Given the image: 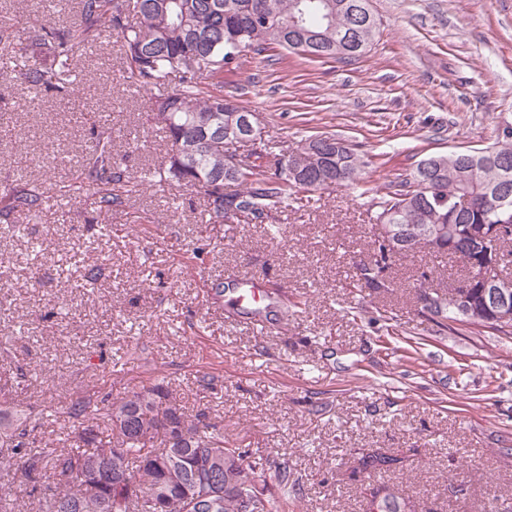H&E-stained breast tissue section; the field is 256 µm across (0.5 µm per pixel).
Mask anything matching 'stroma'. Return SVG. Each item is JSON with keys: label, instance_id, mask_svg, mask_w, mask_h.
<instances>
[{"label": "stroma", "instance_id": "stroma-1", "mask_svg": "<svg viewBox=\"0 0 512 512\" xmlns=\"http://www.w3.org/2000/svg\"><path fill=\"white\" fill-rule=\"evenodd\" d=\"M370 5L381 36L353 64L273 49L224 74L225 95L282 146L335 134L370 161L369 196L316 193L266 222L208 223L204 194L150 181L168 145L148 91L125 78L119 37L75 52L76 103L0 77V190L50 195L41 212H0V408L48 425L38 444H55L72 403L157 384L250 455L287 460L300 482L293 512H365L381 481L419 512L512 510V338L436 326L419 284L447 288L461 269L428 255L394 258L387 288L359 292L347 278L372 236L367 197L427 156L484 147L512 126V0ZM74 16L70 4L0 0V29L46 66L42 28ZM96 125L139 182L107 213L58 192ZM201 244L204 263L182 266ZM90 270L95 287H80ZM230 272L263 281L259 316L227 306ZM299 301L305 312L291 311ZM370 448L407 462L353 474Z\"/></svg>", "mask_w": 512, "mask_h": 512}]
</instances>
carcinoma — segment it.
<instances>
[{"label":"carcinoma","instance_id":"1","mask_svg":"<svg viewBox=\"0 0 512 512\" xmlns=\"http://www.w3.org/2000/svg\"><path fill=\"white\" fill-rule=\"evenodd\" d=\"M80 19L41 37L52 56L49 68L37 62L18 64L13 54L0 55V74L18 72L34 90H55L66 97L79 92L71 60L80 47L117 32L126 48L128 78L152 91L156 125L169 143L168 164L156 171L160 183L177 182L204 193L209 223L239 217L263 220L288 208V202L336 187L356 190L367 184L369 162L347 141L328 135L308 138L293 151L269 139L259 147L232 138L230 116L244 112L224 98V71L238 67L244 53L294 50L313 58L351 63L372 47L380 22L366 18L369 0H79ZM178 81L170 92L165 82ZM127 171L112 162L111 136L97 133L86 163L61 191L85 192L99 211L123 203ZM8 210L38 212L46 196L37 190L0 194ZM371 221L378 227L367 254L352 261L354 284L384 288L377 273L386 272L397 255L426 253L459 261L472 269V297L485 288H511L498 274L512 250L490 253L476 242L481 230L512 228V128L490 146L465 153L433 155L420 160L400 183L373 203ZM428 308L438 318L472 329L486 324L473 314L448 306L439 293ZM71 429L59 439L62 449L31 455V432H14L18 413L0 410V435L10 436L16 454L25 455V476L52 469L65 488L40 492L36 512H139L128 506V481L141 493L158 494L160 512H190L185 489L194 479L198 453L223 459L216 480L223 494L204 512H242L243 495L266 475L269 461L248 460L239 445L224 441L216 425L190 418L168 400L159 385L142 387L117 402L90 408L79 401L66 411ZM109 431L102 437L97 417ZM403 458L380 449L361 454L357 469H396ZM276 490L253 502L251 512H288V491L297 483L288 463L275 466ZM368 512H416L402 489L385 484L370 491Z\"/></svg>","mask_w":512,"mask_h":512}]
</instances>
